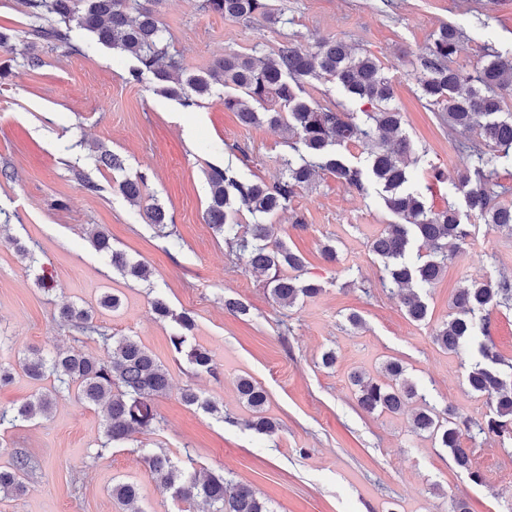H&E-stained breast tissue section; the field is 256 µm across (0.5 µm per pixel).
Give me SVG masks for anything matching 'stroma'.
Instances as JSON below:
<instances>
[{
    "label": "stroma",
    "instance_id": "obj_1",
    "mask_svg": "<svg viewBox=\"0 0 512 512\" xmlns=\"http://www.w3.org/2000/svg\"><path fill=\"white\" fill-rule=\"evenodd\" d=\"M271 5L280 22L207 14L199 0H160L157 10L173 34V51L192 73L227 53L264 58L288 39L308 46L333 38L376 57L392 82L393 104L412 146L409 189L421 194L426 208H455L470 230L446 272L421 292L427 321L407 316L371 250L396 220L374 181L365 180L359 191L319 172L298 188L287 210L272 216L279 238L304 258L301 280L322 286L314 297L279 307L265 276L250 269L247 256L229 251L205 211L210 166L229 165L243 178L268 184L283 177L282 161L291 153L283 131L243 125L225 109L220 89L184 108L159 92L151 75L132 80L133 60L91 43L84 30L72 31L88 46L83 55L33 45L20 0H0V28L11 35L8 47H0V169L15 174L0 177V362H15L29 348L52 342L102 355V346L78 327L60 325L59 307L73 303L92 310L106 333L138 340L172 380L171 391L155 402L160 430L104 450L98 407L55 392L53 380L16 373L0 387V409L38 391L52 394L53 406L46 417L0 426V442L8 446L0 466L9 465L12 448L26 451L32 463L26 492L0 499V512H125L110 491L127 481L137 484L143 512H200L155 481L145 458L160 453L188 470L221 472L250 486L273 512H450L455 499L469 512H512L511 439L463 437L472 469L483 477L474 483L448 449L414 432L410 412H365L352 382L356 374L381 377L386 362L396 359L436 410L450 407L477 423L490 413L487 397L473 393L466 380L473 355L441 349L433 332L452 313L461 288L512 279V236L485 224L454 189L474 159L444 121L441 106L421 98L420 58L445 24L462 34L452 65L464 74H475L489 55L512 53V0ZM32 51L43 60L36 71L26 65ZM302 96L334 103L360 124L375 109L328 79L307 81ZM99 146L119 155L123 170L100 169ZM83 174L99 192L82 188ZM138 174L170 217L165 231L145 224L115 187ZM91 225L105 228L114 248L145 262L149 280H130L112 269L86 239ZM14 238L32 258L16 252ZM327 244L336 249L335 261L323 256ZM106 292L120 296L117 311L98 308ZM158 295L174 314L193 317L188 343L209 351L215 374L195 371L173 349L176 323L150 307ZM229 299L246 314L229 312ZM352 313L360 326L348 322ZM329 349L336 363L327 368L321 356ZM241 376L266 391L264 414L277 423L275 434L245 427L251 412L236 390ZM187 385L217 401L222 412L183 403L180 391Z\"/></svg>",
    "mask_w": 512,
    "mask_h": 512
}]
</instances>
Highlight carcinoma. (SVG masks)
I'll return each instance as SVG.
<instances>
[{"label": "carcinoma", "mask_w": 512, "mask_h": 512, "mask_svg": "<svg viewBox=\"0 0 512 512\" xmlns=\"http://www.w3.org/2000/svg\"><path fill=\"white\" fill-rule=\"evenodd\" d=\"M158 0H20L24 14L30 19L32 35L40 41L62 48L68 54L86 53L73 42L72 25L90 33L96 43L116 49L135 61L130 74L138 80L144 74L153 76L160 92L186 107L199 105V100L212 94L216 85L226 88L224 108L238 114L247 126L267 123L288 133V146L294 155L284 160L286 175L273 185L262 181L243 180L229 167L213 165L207 172L210 202L205 219L224 236L229 248L249 253V264L255 270L273 271L268 286L281 307H291L301 297H313L322 291L320 285L285 276V268L299 270L304 258L287 244L273 237V225L257 222L250 225L249 235L241 236L231 223L237 208L251 214L272 216L288 207L296 191L308 183L318 171H328L358 190L364 189V173H369L384 192L386 207L403 220L390 224L371 243L373 253L381 257L392 284L405 288L403 298L407 315L421 322L428 317V306L418 287L437 281L448 267V259L469 236L455 210L429 212L421 197L403 190L408 182L407 168L411 144L401 132V113L388 107L367 113L369 123L360 127L347 112L336 107L309 102L299 97L308 78L327 77L349 95L378 105L393 97V87L382 72L380 63L368 54H358L345 42L325 39L312 46L286 41L267 57L256 60L237 53H227L212 62L201 74L184 76L182 59L170 51L168 30L159 21L152 4ZM200 9L232 20L256 17L272 18L268 0H200ZM458 29L445 24L433 36L428 51L420 60L422 97L444 104L448 124L463 131L474 129L487 145L495 146L501 157L512 153V113L503 111L502 92L512 89V55H497L474 77H465L449 62L457 50ZM260 106L255 109L247 104ZM368 148V167L363 170L348 163L340 148L353 141ZM473 169L455 183L471 211L497 230L512 235V206L495 203L487 190L489 161L475 146ZM146 178L138 175L118 183L119 191L134 205L147 224L160 229L167 226L165 208L144 196ZM91 246L108 257L113 269L134 280L146 281L151 271L142 262L132 261L125 252L112 247L111 238L101 227L88 235ZM429 246L427 254L410 256L412 242ZM512 305V281L475 282L460 290L455 298L456 312L441 322L433 339L441 348L457 353L471 343L477 344L481 360L470 367L467 381L470 389L489 399L491 412L483 423L475 424L477 434L512 436V358L498 354L491 342L489 320L483 315L492 302ZM59 318L77 324L82 331L97 335L105 355L101 358L74 349H56L46 355L30 348L18 358L17 366L0 364V385L10 383L15 368L30 379L40 381L47 376L57 382L55 390H74L78 400L100 406L103 411L104 441L109 448L132 439L136 433H154L160 429V418L154 400L171 388L170 373L139 342L129 336L115 338L100 332L93 324L90 310L66 304ZM179 330L171 337L178 353L186 352L189 363L207 373L213 370L208 350L200 346L186 347V333L194 327L186 313L176 318ZM386 380H366L353 376L359 387V404L368 412L397 413L419 397L416 384L406 376L397 361L385 365ZM236 389L247 407L258 413L247 427L266 435L277 431L276 422L261 415L266 392L250 378L242 376ZM182 400L210 413L221 407L187 386ZM52 397L38 392L31 399L10 410H0V425L28 422L48 416ZM470 429L468 420L442 417L433 407L424 406L413 417V429L427 434L442 448L450 450L457 467L468 472L474 482L481 481L472 470L468 449L462 447V429ZM12 462L0 467V495H21L26 491L25 476L30 461L18 451L11 453ZM145 462L157 483L173 491L180 500L192 504L198 500L211 512H272L267 502L249 487L232 485L222 473H209L201 478L177 465L165 454L150 455ZM112 498L128 506L138 500L137 486L120 482L112 486Z\"/></svg>", "instance_id": "1"}]
</instances>
